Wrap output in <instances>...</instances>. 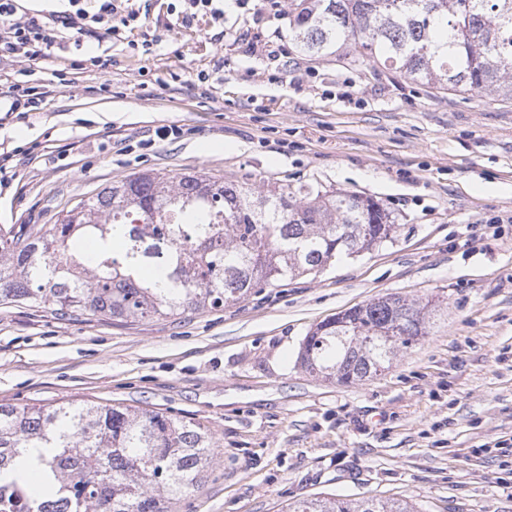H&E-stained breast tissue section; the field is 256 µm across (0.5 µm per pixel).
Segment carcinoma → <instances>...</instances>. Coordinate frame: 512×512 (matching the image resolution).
I'll list each match as a JSON object with an SVG mask.
<instances>
[{
	"instance_id": "carcinoma-1",
	"label": "carcinoma",
	"mask_w": 512,
	"mask_h": 512,
	"mask_svg": "<svg viewBox=\"0 0 512 512\" xmlns=\"http://www.w3.org/2000/svg\"><path fill=\"white\" fill-rule=\"evenodd\" d=\"M288 31L302 54L353 55L441 90L512 99V0H292ZM397 229L381 203L354 192L136 173L35 232L0 231V305L180 320L315 276ZM435 311L395 294L353 307L305 336L302 365L342 385L372 377L429 334ZM216 456L207 427L160 411L0 403V512H171ZM286 512L415 508L315 497Z\"/></svg>"
}]
</instances>
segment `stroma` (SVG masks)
Here are the masks:
<instances>
[{
  "label": "stroma",
  "instance_id": "stroma-1",
  "mask_svg": "<svg viewBox=\"0 0 512 512\" xmlns=\"http://www.w3.org/2000/svg\"><path fill=\"white\" fill-rule=\"evenodd\" d=\"M174 2L135 4L160 40L153 54L131 48L127 28L85 38L88 54L111 56L108 76L78 74L0 127L5 150L44 147L0 191V228L38 230L135 173L196 170L369 196L397 233L182 321L0 306V403H122L204 424L218 461L174 512H283L330 495L512 512V100L304 56L288 33L291 0H224L223 21L201 13L188 26ZM170 125L186 136L156 139ZM128 138L154 144L128 153ZM388 294L440 306L391 369L345 386L302 366L317 323Z\"/></svg>",
  "mask_w": 512,
  "mask_h": 512
}]
</instances>
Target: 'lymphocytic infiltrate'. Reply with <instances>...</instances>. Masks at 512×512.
<instances>
[{"label": "lymphocytic infiltrate", "mask_w": 512, "mask_h": 512, "mask_svg": "<svg viewBox=\"0 0 512 512\" xmlns=\"http://www.w3.org/2000/svg\"><path fill=\"white\" fill-rule=\"evenodd\" d=\"M136 12L121 13L112 0H62L58 9L45 14L19 12L17 0H0V62L24 63L51 57L66 59L67 67L53 70L48 83L16 80L0 92V113L12 118L21 111L39 110L49 88L72 87L71 73L92 64L99 73H109L111 57L80 60L82 37L112 35L129 27Z\"/></svg>", "instance_id": "obj_1"}]
</instances>
